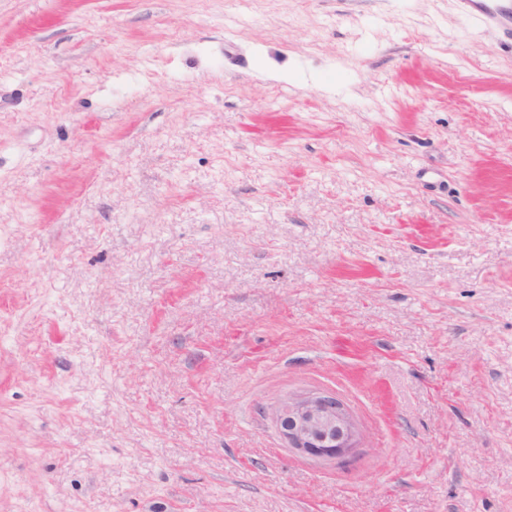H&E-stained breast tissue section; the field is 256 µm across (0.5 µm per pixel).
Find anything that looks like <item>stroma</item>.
<instances>
[{"label": "stroma", "instance_id": "obj_1", "mask_svg": "<svg viewBox=\"0 0 512 512\" xmlns=\"http://www.w3.org/2000/svg\"><path fill=\"white\" fill-rule=\"evenodd\" d=\"M310 391L345 463L276 431ZM0 512H512L499 31L0 0ZM274 422L286 447L326 462H343L358 448L357 424L336 396L314 392L277 402Z\"/></svg>", "mask_w": 512, "mask_h": 512}]
</instances>
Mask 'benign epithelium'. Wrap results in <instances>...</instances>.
Wrapping results in <instances>:
<instances>
[{"mask_svg":"<svg viewBox=\"0 0 512 512\" xmlns=\"http://www.w3.org/2000/svg\"><path fill=\"white\" fill-rule=\"evenodd\" d=\"M274 422L286 447L326 462H343L358 448L357 424L336 396L314 392L277 402Z\"/></svg>","mask_w":512,"mask_h":512,"instance_id":"7a95c632","label":"benign epithelium"}]
</instances>
